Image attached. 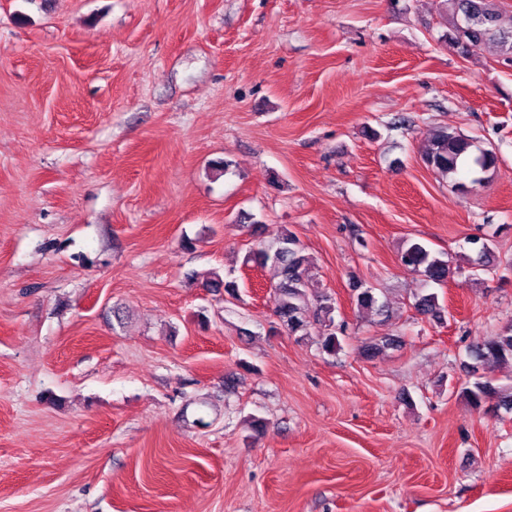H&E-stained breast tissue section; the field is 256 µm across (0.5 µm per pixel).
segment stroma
Masks as SVG:
<instances>
[{"instance_id":"35a3bbf8","label":"stroma","mask_w":512,"mask_h":512,"mask_svg":"<svg viewBox=\"0 0 512 512\" xmlns=\"http://www.w3.org/2000/svg\"><path fill=\"white\" fill-rule=\"evenodd\" d=\"M453 26L439 0H0V512H512V412L459 393L512 324V62ZM441 127L497 154L485 182L426 166ZM285 229L337 353L243 263ZM409 241L454 275L400 267ZM476 362H503L512 360V326H507L495 336L476 341L470 348Z\"/></svg>"}]
</instances>
